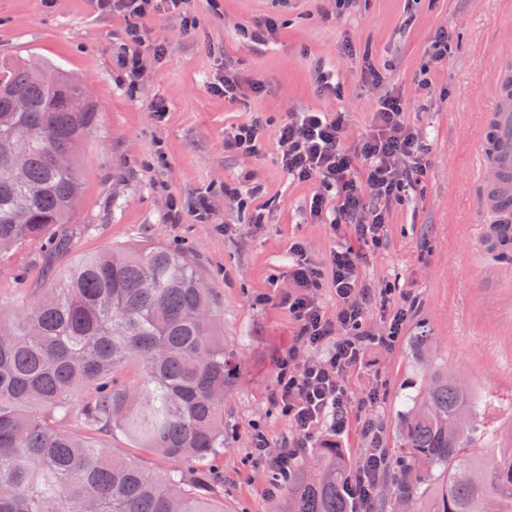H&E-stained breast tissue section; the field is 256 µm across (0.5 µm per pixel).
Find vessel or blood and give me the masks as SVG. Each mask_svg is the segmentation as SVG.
I'll list each match as a JSON object with an SVG mask.
<instances>
[{
    "label": "vessel or blood",
    "instance_id": "1",
    "mask_svg": "<svg viewBox=\"0 0 512 512\" xmlns=\"http://www.w3.org/2000/svg\"><path fill=\"white\" fill-rule=\"evenodd\" d=\"M487 132L478 152L482 180L487 188V208L494 220L491 233L512 225V210L504 208L502 196H512V84L500 79L493 87V106L487 114Z\"/></svg>",
    "mask_w": 512,
    "mask_h": 512
}]
</instances>
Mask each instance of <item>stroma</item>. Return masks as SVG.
Listing matches in <instances>:
<instances>
[{
  "instance_id": "obj_1",
  "label": "stroma",
  "mask_w": 512,
  "mask_h": 512,
  "mask_svg": "<svg viewBox=\"0 0 512 512\" xmlns=\"http://www.w3.org/2000/svg\"><path fill=\"white\" fill-rule=\"evenodd\" d=\"M190 15L193 26L182 17ZM123 14L95 13L89 0H0V58L33 56L81 82L99 106L97 128L79 147L84 184L65 253L26 250L20 266H0V313L29 304L46 287V268L63 271L78 256L115 246L182 249L224 308V342L240 375L224 400L225 512H277L272 475L248 460L255 430L279 446L292 433L273 404L277 358L297 326L280 303L291 291L292 243L325 266L349 227L311 219L313 182L292 180L279 164L275 129L293 112L344 113L347 142L369 130L379 99L401 97L403 120L430 143L421 183L394 205L381 245L360 266L370 290L364 329L373 337L345 382L349 426H325L315 441L335 439L358 462L375 425L383 447L399 445L398 421L410 385L435 366L461 374L492 399L486 415L512 445V251L488 244L484 187L476 168L485 102L501 69L512 67V0H188L185 13L146 19L162 59L145 56L137 81L120 62ZM448 31L447 59L430 61L432 42ZM263 39H256V32ZM237 82L236 99L214 95L220 73ZM336 73L338 94L317 90L320 73ZM429 76L430 90L418 84ZM166 111L156 116L153 103ZM270 120L253 155L225 151L224 141L252 114ZM249 198L241 209L225 187ZM204 194L211 216L168 217V199ZM223 233H215V225ZM416 299L402 336L377 344L385 328L381 292ZM429 344L415 356L414 336Z\"/></svg>"
}]
</instances>
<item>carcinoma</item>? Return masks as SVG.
Wrapping results in <instances>:
<instances>
[{
    "mask_svg": "<svg viewBox=\"0 0 512 512\" xmlns=\"http://www.w3.org/2000/svg\"><path fill=\"white\" fill-rule=\"evenodd\" d=\"M0 62V261L68 247L83 193L75 152L94 101L57 71ZM70 162L61 166L56 156ZM11 318H0V512H224L208 461L224 449V397L239 367L224 309L184 252L164 246L85 255ZM84 394L75 403L78 394ZM481 401L432 369L399 421L386 482L416 512H512V448L496 447ZM174 466L109 455L100 437ZM357 467L333 442L305 448L283 512H351Z\"/></svg>",
    "mask_w": 512,
    "mask_h": 512,
    "instance_id": "carcinoma-1",
    "label": "carcinoma"
}]
</instances>
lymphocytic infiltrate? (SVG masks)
<instances>
[{
	"label": "lymphocytic infiltrate",
	"mask_w": 512,
	"mask_h": 512,
	"mask_svg": "<svg viewBox=\"0 0 512 512\" xmlns=\"http://www.w3.org/2000/svg\"><path fill=\"white\" fill-rule=\"evenodd\" d=\"M163 0H93L96 12H118L130 17L121 58L131 76H138L144 53L161 55V45L149 42L139 24L160 8ZM398 96L379 100L369 134L354 145L345 143L343 113L298 112L276 129L279 162L294 180L317 182L321 190L310 201L312 218L352 226L355 245H339L326 267L311 264L302 243L291 249L296 262L290 272L293 290L281 300L298 326L294 342L277 359L278 381L274 403L289 417L292 440L269 452V439L255 432V466L274 477H287L315 429L329 424L345 432L350 401L346 372L363 356L361 328L367 313L365 287L360 278L362 251L380 245L388 214L395 203L414 192L426 168L427 148L421 135L406 126ZM329 281L340 305L328 317L315 297L322 281ZM319 351L317 361L302 363L301 350ZM382 467V450L372 447L357 470L356 512H373L374 495Z\"/></svg>",
	"instance_id": "lymphocytic-infiltrate-1"
}]
</instances>
